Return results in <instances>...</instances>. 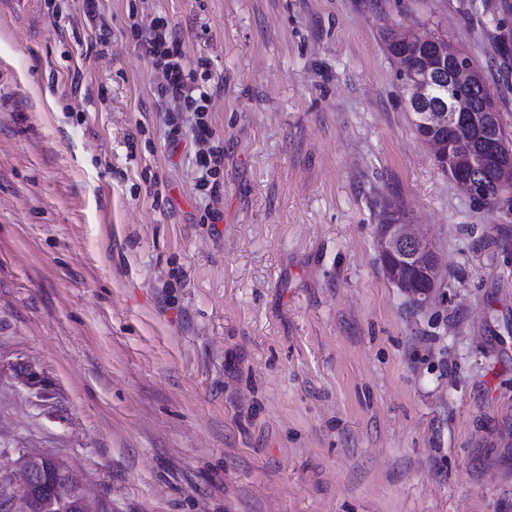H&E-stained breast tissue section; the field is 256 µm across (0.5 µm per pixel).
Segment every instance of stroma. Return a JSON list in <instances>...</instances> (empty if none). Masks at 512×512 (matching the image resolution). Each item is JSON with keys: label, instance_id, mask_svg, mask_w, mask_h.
<instances>
[{"label": "stroma", "instance_id": "1", "mask_svg": "<svg viewBox=\"0 0 512 512\" xmlns=\"http://www.w3.org/2000/svg\"><path fill=\"white\" fill-rule=\"evenodd\" d=\"M207 60L219 197L131 32ZM441 34L512 132V0H0V512H512V215L435 165L385 47ZM435 300L385 276L384 205ZM385 217L379 234V249L386 266L387 275L397 280V271L389 263L390 258L395 255H404L411 253H422L426 255L433 263L439 264L438 254L433 250L435 247L430 243L425 235L417 231L412 224H390L393 221L404 220L405 213L398 208L387 205L385 208ZM52 474L68 475L71 479L66 489L62 487L66 504L78 507V512L105 511L85 494L83 479L66 462L48 454H29L23 456L19 462V478L23 488L22 512H41L45 476Z\"/></svg>", "mask_w": 512, "mask_h": 512}]
</instances>
